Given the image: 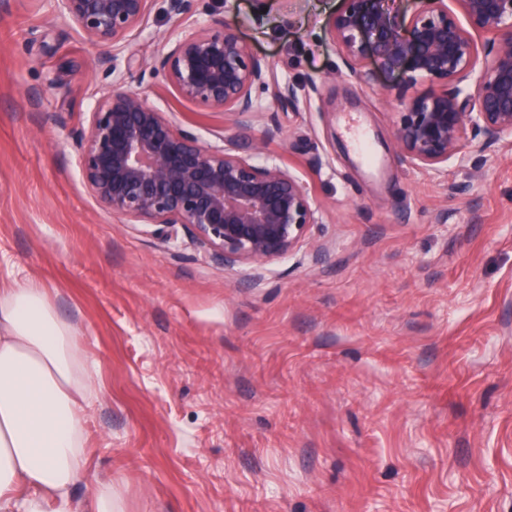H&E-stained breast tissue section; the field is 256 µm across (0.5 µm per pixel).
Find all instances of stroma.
Listing matches in <instances>:
<instances>
[{
    "instance_id": "35a3bbf8",
    "label": "stroma",
    "mask_w": 512,
    "mask_h": 512,
    "mask_svg": "<svg viewBox=\"0 0 512 512\" xmlns=\"http://www.w3.org/2000/svg\"><path fill=\"white\" fill-rule=\"evenodd\" d=\"M341 6L194 0L182 21L227 18L280 82L318 83L284 110L255 94L272 132L255 162L306 184L321 222L249 287L94 201L76 133L112 49L52 0H0V283H40L98 365L75 498L108 476L122 512H512V136L441 177L410 166L398 79L340 72L324 22ZM166 9L123 58L166 53ZM125 82L203 142L234 133L162 79Z\"/></svg>"
}]
</instances>
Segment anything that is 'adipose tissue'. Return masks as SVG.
I'll return each mask as SVG.
<instances>
[{"label":"adipose tissue","mask_w":512,"mask_h":512,"mask_svg":"<svg viewBox=\"0 0 512 512\" xmlns=\"http://www.w3.org/2000/svg\"><path fill=\"white\" fill-rule=\"evenodd\" d=\"M96 376L45 288H0V512H121L111 479L89 499L71 494L87 466Z\"/></svg>","instance_id":"ef3b65f1"}]
</instances>
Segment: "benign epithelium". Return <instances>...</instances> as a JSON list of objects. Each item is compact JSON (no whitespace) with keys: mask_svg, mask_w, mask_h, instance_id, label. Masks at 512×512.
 <instances>
[{"mask_svg":"<svg viewBox=\"0 0 512 512\" xmlns=\"http://www.w3.org/2000/svg\"><path fill=\"white\" fill-rule=\"evenodd\" d=\"M53 2L88 42L118 47L143 25L152 0ZM416 2L407 16L389 0H345L325 30L341 48L345 75L360 83L371 85L373 63L406 91L431 84L400 98L393 147L439 175L475 144L489 147L512 135V0H457L465 25L448 12L447 0ZM138 67L162 77L183 100L234 116L235 134L224 146L205 144L119 78L78 133V168L96 203L163 240L186 230L226 269L255 270L299 250L319 215L297 177L278 164L252 161L259 148L253 91H269L277 105L293 108L318 94V85L280 83L269 63L220 19L177 30L159 60ZM472 72L474 114L466 111L460 87Z\"/></svg>","mask_w":512,"mask_h":512,"instance_id":"1","label":"benign epithelium"}]
</instances>
